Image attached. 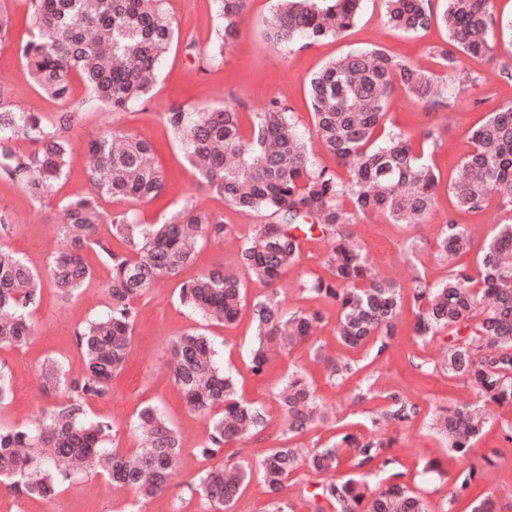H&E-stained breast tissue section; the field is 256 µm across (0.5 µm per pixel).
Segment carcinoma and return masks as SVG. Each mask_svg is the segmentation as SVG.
<instances>
[{"instance_id": "carcinoma-1", "label": "carcinoma", "mask_w": 512, "mask_h": 512, "mask_svg": "<svg viewBox=\"0 0 512 512\" xmlns=\"http://www.w3.org/2000/svg\"><path fill=\"white\" fill-rule=\"evenodd\" d=\"M37 36L20 49L34 83L46 96L66 101L72 80L91 94L96 106L121 111L141 102L152 91L159 60L175 35L164 0H28ZM221 26L211 58L238 34L247 0H216ZM362 0H276L263 21L264 38L272 46L292 51L338 38L356 22ZM387 22L418 34L433 25L446 28L447 41L432 55L450 73L458 54L492 61L500 39H512V20L503 21L492 0H385ZM401 88L428 110L448 107L449 98L466 90L462 81L450 88L434 72L374 47L329 60L308 81L312 108V139L330 153L344 174L317 165L298 131L288 106L277 101L253 113L245 132L236 108L218 104L200 111L174 109L164 113L173 137L195 168L200 187L216 194L238 211L258 213L265 222L238 238L236 268L219 266L184 282L179 301L205 320L234 324L251 307L254 328L248 358L250 372L259 376L270 364L269 344L290 345L313 339L323 321L321 312L285 313L272 285L295 264L303 237L318 231L328 240L326 266L330 277L310 276L303 290L322 296L338 310L336 335L353 349L377 335L391 337L403 306L401 286L378 278L368 255L355 240L358 217L385 218L393 224L424 220L433 210L438 176L422 160L415 139L400 133L377 137L387 117L388 101ZM75 111L49 120L34 111L0 106V173L15 180L32 199H49L66 177L71 146L60 130ZM31 146L26 153L18 140ZM469 150L448 184L455 207L483 210L493 195L512 211V101L497 105L470 131ZM91 158V193L62 205L59 231L70 244L56 252L48 278L58 295H78L92 275L85 251L97 247L111 265L107 291L112 310L76 331L80 352L78 378L69 365L49 361L42 369L44 388L72 393L70 400L25 426L0 424V487L34 499H51L79 473L78 462L96 459L99 473L132 490L146 502L168 489L183 453L174 423L156 404L143 405L133 422L140 437L130 452H110L112 422L92 419L88 399L106 394L126 366L134 329V300L162 279L178 277L194 260L203 240L221 241L229 229L208 209L186 203L162 224H144L133 211L112 217V236L124 250L114 252L99 240L104 220L101 199L152 201L165 189V176L153 145L129 134L104 129L87 143ZM469 227L448 221L437 240L438 256L448 262V277L431 286L421 280L413 288L417 308L415 335L435 338L448 333L450 342L442 367L450 376L469 380L482 393L478 405H463L436 417L435 425L448 441V451L468 456L488 422L486 405L512 404V224H497L485 239L480 258V287L452 259L471 247ZM271 287L247 302L244 281ZM43 279L18 253L0 246V349L22 347L35 334L33 307ZM172 372L187 406L209 418L207 439L195 448L205 463L191 490L219 512H231L243 487L258 478L268 493L278 495L288 483L320 478L310 493L313 512H323L324 500L335 512H427L423 499L391 474L386 488L370 487L366 476L339 480L334 473L343 462L356 469L385 457L389 444L350 431L311 451L296 444L271 448L256 464L241 460L224 464V446L262 432L264 407L240 393L236 378L220 366L213 340L188 331L170 345ZM333 379L347 380L359 369L347 361H327ZM286 414L289 438L327 421L317 406L312 385L297 370L288 372L277 389ZM392 407L371 420H406L416 407L393 397ZM477 468L470 463L456 476L457 491L470 488ZM470 512H512V502L500 505L491 497L473 501Z\"/></svg>"}]
</instances>
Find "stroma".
<instances>
[{"instance_id":"stroma-1","label":"stroma","mask_w":512,"mask_h":512,"mask_svg":"<svg viewBox=\"0 0 512 512\" xmlns=\"http://www.w3.org/2000/svg\"><path fill=\"white\" fill-rule=\"evenodd\" d=\"M274 4L275 0H248L237 37L225 45L222 59L215 62L209 58L219 29L214 0H165L164 7L177 33L159 64L157 82L146 100L128 110L110 112L88 105V90L78 81L73 82L67 102L40 92L18 52L35 33L28 0H0V7L12 16L6 45L0 49V96L10 106L49 118L68 109L70 103L85 105L64 132L72 146L70 172L51 200L36 202L18 184L0 176V211L12 225L9 233H0V245L24 256L37 271H46L52 255L69 244L58 231L62 205L90 190L84 152L87 140L105 127L148 140L165 173L163 195L148 203L107 200L102 204L106 213L132 209L142 223L159 224L177 207L195 199L220 216L233 234L220 242L202 243L180 280L160 283L135 300L137 315L129 361L113 380L109 394L88 402L92 417L111 420L116 432L114 445L123 452L138 445L131 423L147 403L158 405L182 433L184 451L167 491L147 502L142 512H209L190 490L201 468L194 450L207 438L209 421L186 407L173 380L169 359L172 339L199 327L205 328L214 340L219 362L233 368L243 395L263 404L268 414L266 429L254 438L227 444L225 458L254 463L268 449L291 440L275 392L288 371L298 367L329 415L327 422L293 439L298 446L310 450L328 444L345 427L368 433L370 417L387 409L393 398L406 400L416 405V414L403 422H389L382 431L393 441L390 471L401 473L403 483L421 494L428 512H470L475 497L497 496L512 489V441L505 437L507 428L512 427V405L493 406L491 418L468 459L478 469V481L462 495H455L454 479L463 461L449 454L447 441L436 430L435 417L450 407L479 402L481 396L467 380L437 369V353L447 345L448 336L425 342L414 335L413 285L418 278L432 285L447 278L448 268L438 260L435 244L448 220L472 227V246L459 255L458 261L473 271L478 268L484 239L493 226L512 223V211L501 208L497 199H490L483 211L474 214L457 210L448 192L454 168L469 148L470 129L495 104L512 101V80L500 76L501 70L512 71V43L501 42L492 63L461 56L459 68L450 80L455 83L465 79L469 85L449 108L424 109L399 89L390 96L387 131L416 137L424 130L435 129L438 142L425 144L424 155L440 176L436 204L425 223L393 224L370 217L360 222L361 241L376 274L402 286L404 306L396 335L388 339L383 349L374 342L349 349L337 341L335 305L301 288L307 275L327 273V241L307 238L297 264L282 274L276 288L285 310H317L324 320L314 344L299 345L276 356L267 374L256 377L249 372L247 361L253 335L250 311H243L230 326L203 324L180 304L178 289L181 281L210 269L233 267L237 235L248 234L263 218L243 214L200 187L195 170L164 120L165 112L172 108L193 111L221 102L235 107L247 123L253 113L276 100L290 108L298 130L305 134L312 128L307 80L329 59L379 46L393 56L434 71L438 65L429 51L447 40L446 31L437 25L421 34L399 31L387 23L383 0H363L357 21L345 36L283 54L269 47L262 35V21ZM86 255L93 275L81 294L64 300L51 283H44L34 313L33 339L19 348L0 349V365L8 369L12 387L9 404L0 408V423L25 425L64 402V394L45 390L41 368L49 359L78 366L76 330L86 321L106 314L112 305L106 290L111 274L108 262L93 249L87 250ZM327 356L366 366L367 374L343 382L332 381L323 362ZM365 378L372 384V395L360 401L356 398L357 387ZM133 502L129 490L93 474L64 485L49 501L0 491V512H130Z\"/></svg>"}]
</instances>
